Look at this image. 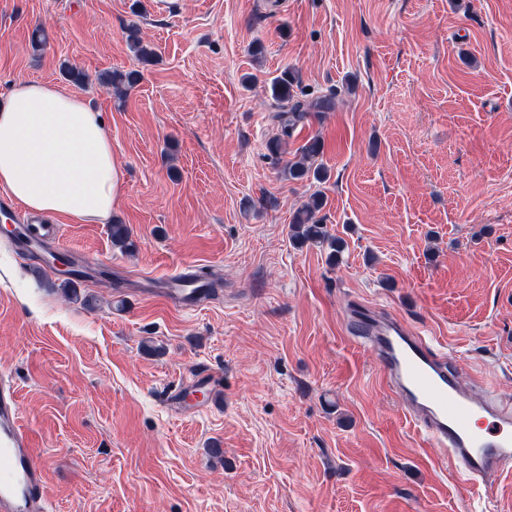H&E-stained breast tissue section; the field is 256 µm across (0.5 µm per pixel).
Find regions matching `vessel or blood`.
Segmentation results:
<instances>
[{
	"instance_id": "1",
	"label": "vessel or blood",
	"mask_w": 512,
	"mask_h": 512,
	"mask_svg": "<svg viewBox=\"0 0 512 512\" xmlns=\"http://www.w3.org/2000/svg\"><path fill=\"white\" fill-rule=\"evenodd\" d=\"M9 241L27 254H53L64 244L57 225L17 214L4 228ZM191 271L166 281L164 300L175 307L206 301L204 282H192ZM353 334L370 343L381 367L380 380L405 401V414L432 448L441 449L454 472L474 487L493 475L512 473V409L488 398H476L460 384L448 356L435 352L399 322H382L365 311L351 318ZM223 394L210 373L200 371L171 391L167 404L181 415L216 409ZM44 467L22 422L16 390L0 379V512H51L43 496Z\"/></svg>"
}]
</instances>
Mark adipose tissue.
Instances as JSON below:
<instances>
[{
    "label": "adipose tissue",
    "mask_w": 512,
    "mask_h": 512,
    "mask_svg": "<svg viewBox=\"0 0 512 512\" xmlns=\"http://www.w3.org/2000/svg\"><path fill=\"white\" fill-rule=\"evenodd\" d=\"M0 187L35 212L108 222L122 182L98 113L55 85L16 81L0 105Z\"/></svg>",
    "instance_id": "1"
}]
</instances>
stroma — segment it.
Wrapping results in <instances>:
<instances>
[{
	"label": "stroma",
	"mask_w": 512,
	"mask_h": 512,
	"mask_svg": "<svg viewBox=\"0 0 512 512\" xmlns=\"http://www.w3.org/2000/svg\"><path fill=\"white\" fill-rule=\"evenodd\" d=\"M280 2L0 0V103L20 79L82 96L123 184L111 224H60L112 268L74 296L0 238V376L54 512H476L349 324L399 319L512 403V0ZM286 69L336 107L274 159ZM130 70L121 98L96 81ZM316 133L328 180H288ZM318 192L333 262L289 235ZM187 265L222 292L180 310L154 290ZM201 369L223 407L172 414L168 390Z\"/></svg>",
	"instance_id": "35a3bbf8"
}]
</instances>
